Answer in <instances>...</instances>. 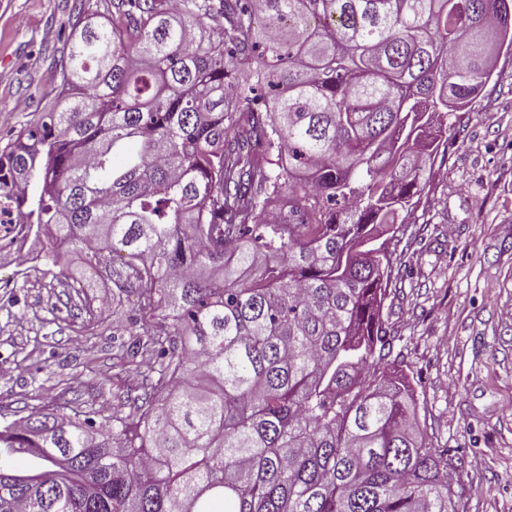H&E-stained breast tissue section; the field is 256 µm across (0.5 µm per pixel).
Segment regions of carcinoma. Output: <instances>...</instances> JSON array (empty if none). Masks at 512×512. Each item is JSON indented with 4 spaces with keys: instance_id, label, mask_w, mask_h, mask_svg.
<instances>
[{
    "instance_id": "1",
    "label": "carcinoma",
    "mask_w": 512,
    "mask_h": 512,
    "mask_svg": "<svg viewBox=\"0 0 512 512\" xmlns=\"http://www.w3.org/2000/svg\"><path fill=\"white\" fill-rule=\"evenodd\" d=\"M506 0H119L0 150L19 223L138 294L136 419L0 424V512H460L382 320L448 117ZM299 190L284 221L266 218ZM17 456L29 469L11 472Z\"/></svg>"
}]
</instances>
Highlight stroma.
Wrapping results in <instances>:
<instances>
[{
	"mask_svg": "<svg viewBox=\"0 0 512 512\" xmlns=\"http://www.w3.org/2000/svg\"><path fill=\"white\" fill-rule=\"evenodd\" d=\"M0 0V148L56 101L59 59L77 17L112 0ZM413 222L392 242L396 273L383 320L415 391L421 427L458 462L465 512H512V57L446 134ZM16 272L0 251V414L85 402L94 415L135 417L142 378L117 360L136 340L135 295L119 316L89 318L112 275L72 257Z\"/></svg>",
	"mask_w": 512,
	"mask_h": 512,
	"instance_id": "35a3bbf8",
	"label": "stroma"
}]
</instances>
